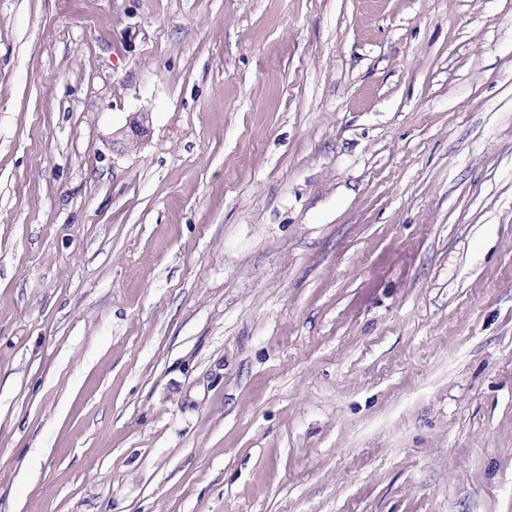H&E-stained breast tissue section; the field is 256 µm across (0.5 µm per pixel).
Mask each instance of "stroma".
<instances>
[{
	"label": "stroma",
	"mask_w": 512,
	"mask_h": 512,
	"mask_svg": "<svg viewBox=\"0 0 512 512\" xmlns=\"http://www.w3.org/2000/svg\"><path fill=\"white\" fill-rule=\"evenodd\" d=\"M0 512H512V0H0ZM151 125V116L149 113H140L129 121L125 129L121 131L122 141H116L115 144H123V148L128 145L138 146L143 143L148 136Z\"/></svg>",
	"instance_id": "1"
}]
</instances>
